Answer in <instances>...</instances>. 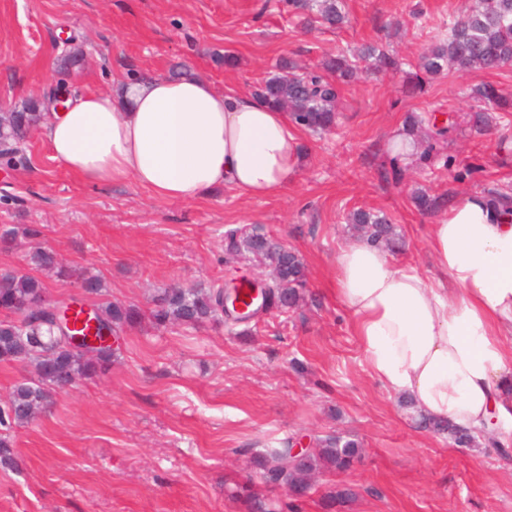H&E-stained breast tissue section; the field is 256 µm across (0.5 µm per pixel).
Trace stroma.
Returning <instances> with one entry per match:
<instances>
[{"instance_id":"35a3bbf8","label":"stroma","mask_w":512,"mask_h":512,"mask_svg":"<svg viewBox=\"0 0 512 512\" xmlns=\"http://www.w3.org/2000/svg\"><path fill=\"white\" fill-rule=\"evenodd\" d=\"M349 23L304 30L286 0H0V112L52 89L70 39L84 65L78 92L111 91L116 78L169 75L189 64L215 88L252 94L283 58L314 68L377 42L398 61L362 65L343 84L336 126L302 133L305 159L271 198L233 188L181 202L134 183L95 186L50 157L41 132L24 167L0 164V230L37 225L42 246L97 276L108 300L148 309L170 283L217 285L264 273L228 260L224 233L258 226L303 258L306 302L261 315L239 335L221 321L194 329L150 321L124 328L108 371L57 394L52 408L10 434L15 465H0V512H246L235 491L252 480L271 512H321L339 485L342 512H512V447H459L418 429L393 392L369 374L347 313L333 295L347 219L365 209L397 225V266L430 273L425 192L443 200L512 190V108L476 131L475 86L512 101V67L450 71L406 92L410 62L431 44L430 24L474 0H343ZM230 54L235 66L216 65ZM461 117L431 158L399 159L394 135L414 117ZM358 440L361 461L320 473L307 498L256 478L254 455L288 441L316 448L329 436Z\"/></svg>"}]
</instances>
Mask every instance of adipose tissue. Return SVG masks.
I'll list each match as a JSON object with an SVG mask.
<instances>
[{"label":"adipose tissue","mask_w":512,"mask_h":512,"mask_svg":"<svg viewBox=\"0 0 512 512\" xmlns=\"http://www.w3.org/2000/svg\"><path fill=\"white\" fill-rule=\"evenodd\" d=\"M51 157L86 182L190 202L224 187L271 197L304 159L287 112L195 77L118 80L45 114ZM435 273L396 267L363 239L335 256L336 300L369 372L427 417L512 443V213L454 199L429 228Z\"/></svg>","instance_id":"obj_1"}]
</instances>
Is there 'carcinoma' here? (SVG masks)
I'll return each mask as SVG.
<instances>
[{"label":"carcinoma","instance_id":"1","mask_svg":"<svg viewBox=\"0 0 512 512\" xmlns=\"http://www.w3.org/2000/svg\"><path fill=\"white\" fill-rule=\"evenodd\" d=\"M303 10L317 9L314 20L331 27L346 22L339 0H288ZM432 47L418 56L412 64L406 91L420 93L428 79L450 68L457 71L481 69L493 71L512 66V0H479L469 12L455 16L446 25L434 27ZM372 62L376 69H388L395 60L375 45L364 47L357 57L331 58L321 69L297 70L289 62L279 64L280 73L265 79L255 96L286 110L300 128L324 132L334 126L336 119L337 86L350 78L359 62ZM475 98L491 110L506 104L497 89L487 83L473 89ZM45 112L43 101L30 98L9 112L0 113V156L10 160L26 159L22 154L30 134L39 129ZM427 143L426 154L434 145L448 138L454 129L453 117L438 123L432 116L414 121ZM351 221L360 235L390 251L401 250L399 235L386 219L358 210ZM225 254L235 259L248 257L272 268L273 279L268 287L267 308L285 311L296 307L303 298L307 282L306 268L299 255L284 247L259 228L250 231L229 229L224 233ZM31 262L40 269H55L63 274L69 267L52 250L36 251ZM46 301L44 284L35 277L15 271L0 273V362L31 361L37 377L13 387L9 397L0 402V464L14 462L9 432L35 420L54 404V396L65 385L104 371L112 362L114 350L99 348L93 354L72 349L65 337L54 328V314L41 309ZM98 321L97 331L106 328L112 333L133 324L139 311L133 307L100 301L93 304ZM224 316L225 322L236 325L258 316H240L224 309V289L184 288L173 284L164 289L152 311L157 324L195 327ZM419 424L437 434H446L461 446H470L476 438L456 429L443 420L419 415ZM360 445L355 439L330 436L321 441L316 454L299 460L289 459L286 448H272L257 465L264 483L285 489L300 499L308 495L313 475L325 468L344 473L350 470L359 456Z\"/></svg>","mask_w":512,"mask_h":512}]
</instances>
